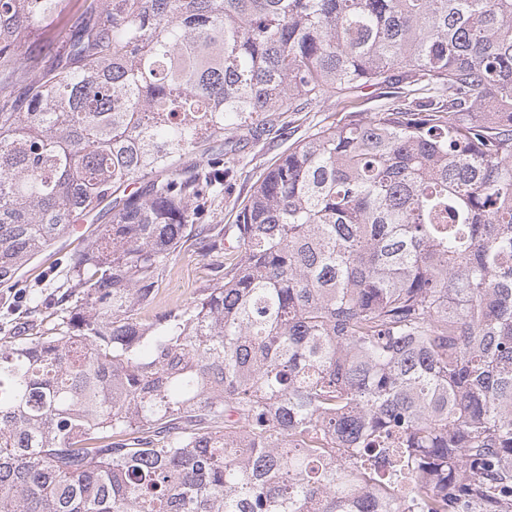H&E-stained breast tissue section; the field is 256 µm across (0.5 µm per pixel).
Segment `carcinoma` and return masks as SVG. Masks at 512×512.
Returning a JSON list of instances; mask_svg holds the SVG:
<instances>
[{"label":"carcinoma","instance_id":"obj_1","mask_svg":"<svg viewBox=\"0 0 512 512\" xmlns=\"http://www.w3.org/2000/svg\"><path fill=\"white\" fill-rule=\"evenodd\" d=\"M65 8L0 0V286L112 217L0 344V512H506L512 0H85L46 66ZM330 92L207 224L224 145ZM192 237L224 277L138 317ZM67 1V9L61 16L48 19L33 30L32 35L35 38L51 43L58 36L73 29L81 20L83 0ZM389 91H397V89L378 90L375 88H366L363 92L358 93L357 106L365 116H372L375 112H379L390 101Z\"/></svg>","mask_w":512,"mask_h":512}]
</instances>
